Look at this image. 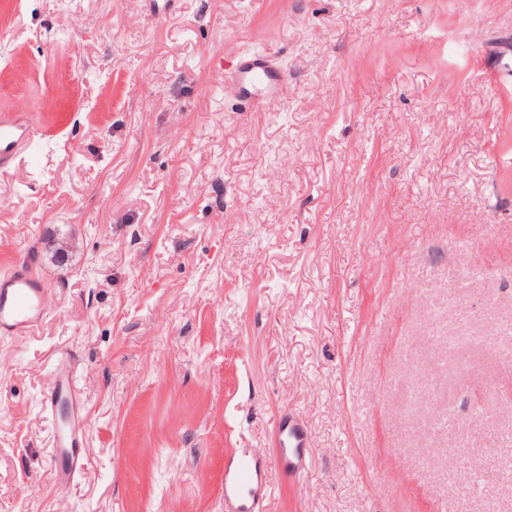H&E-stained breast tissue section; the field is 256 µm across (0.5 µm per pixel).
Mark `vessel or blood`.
Listing matches in <instances>:
<instances>
[{
	"mask_svg": "<svg viewBox=\"0 0 512 512\" xmlns=\"http://www.w3.org/2000/svg\"><path fill=\"white\" fill-rule=\"evenodd\" d=\"M224 85L241 102L256 110L270 111L288 91V76L279 68L271 50L241 54ZM34 137L33 127L22 113L0 114V174L14 170L24 146ZM47 286L28 263L18 262L0 273V334L21 336L28 333L47 313ZM79 393L75 372L70 364H61L54 387L45 397L49 412L65 406L71 414L55 428L54 472L58 479H72L88 464L82 450V434L75 412ZM276 464L284 476L301 473L302 456L309 446L306 428L293 416H281L277 425ZM266 465L248 453L232 456L224 469L225 512H256L259 499L268 496Z\"/></svg>",
	"mask_w": 512,
	"mask_h": 512,
	"instance_id": "vessel-or-blood-1",
	"label": "vessel or blood"
}]
</instances>
